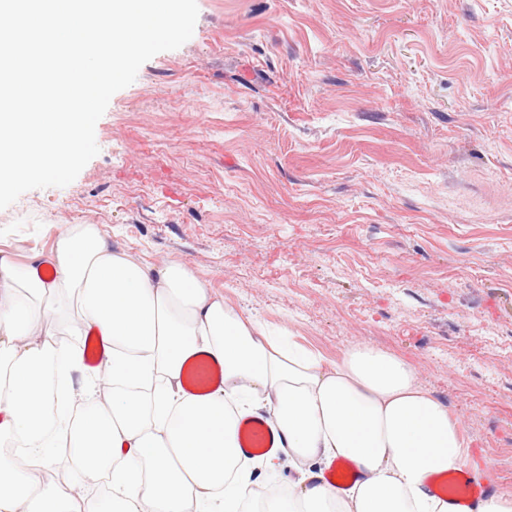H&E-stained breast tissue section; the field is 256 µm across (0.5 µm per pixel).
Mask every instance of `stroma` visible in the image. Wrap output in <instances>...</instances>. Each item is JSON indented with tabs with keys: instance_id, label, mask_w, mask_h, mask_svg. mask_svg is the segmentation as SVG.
<instances>
[{
	"instance_id": "1",
	"label": "stroma",
	"mask_w": 512,
	"mask_h": 512,
	"mask_svg": "<svg viewBox=\"0 0 512 512\" xmlns=\"http://www.w3.org/2000/svg\"><path fill=\"white\" fill-rule=\"evenodd\" d=\"M197 5L77 178L0 209V252L93 224L324 362L396 356L512 499V0Z\"/></svg>"
}]
</instances>
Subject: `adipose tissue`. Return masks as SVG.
Here are the masks:
<instances>
[{
    "label": "adipose tissue",
    "mask_w": 512,
    "mask_h": 512,
    "mask_svg": "<svg viewBox=\"0 0 512 512\" xmlns=\"http://www.w3.org/2000/svg\"><path fill=\"white\" fill-rule=\"evenodd\" d=\"M92 332L102 371L79 395L73 339ZM198 353L224 368L223 388L200 398L181 381ZM260 413L279 450L252 458L238 425ZM0 443L16 448L0 455V512H448L426 480L475 456L401 359L360 345L324 364L191 269L133 260L92 224L74 225L49 266L0 256ZM283 455L297 491L255 499L252 468L277 471ZM58 460L84 496L42 482ZM338 462L356 473L341 491L325 480ZM104 477L105 505L93 494Z\"/></svg>",
    "instance_id": "adipose-tissue-1"
}]
</instances>
